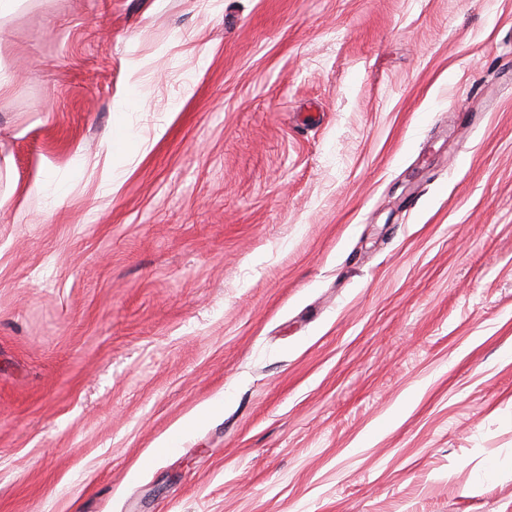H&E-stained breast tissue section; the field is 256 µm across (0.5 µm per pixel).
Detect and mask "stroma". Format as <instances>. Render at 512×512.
Here are the masks:
<instances>
[{
	"mask_svg": "<svg viewBox=\"0 0 512 512\" xmlns=\"http://www.w3.org/2000/svg\"><path fill=\"white\" fill-rule=\"evenodd\" d=\"M0 66V512H512V0H23Z\"/></svg>",
	"mask_w": 512,
	"mask_h": 512,
	"instance_id": "35a3bbf8",
	"label": "stroma"
}]
</instances>
